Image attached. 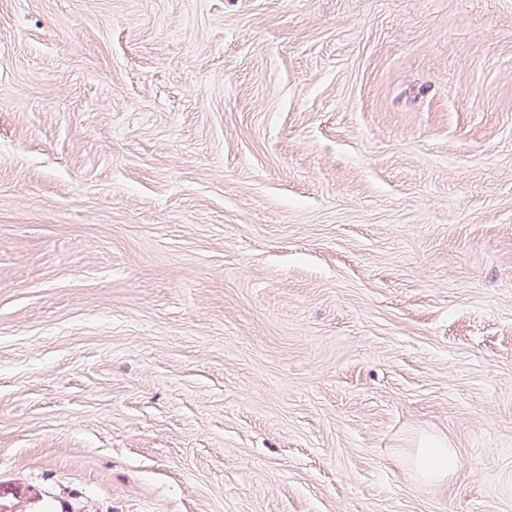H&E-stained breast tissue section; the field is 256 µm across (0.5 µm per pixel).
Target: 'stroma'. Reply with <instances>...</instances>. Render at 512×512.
Listing matches in <instances>:
<instances>
[{
    "label": "stroma",
    "instance_id": "obj_1",
    "mask_svg": "<svg viewBox=\"0 0 512 512\" xmlns=\"http://www.w3.org/2000/svg\"><path fill=\"white\" fill-rule=\"evenodd\" d=\"M0 489L512 512V0H0ZM412 465L424 481L443 483L456 468L457 457L444 443L434 438H425L413 451Z\"/></svg>",
    "mask_w": 512,
    "mask_h": 512
}]
</instances>
